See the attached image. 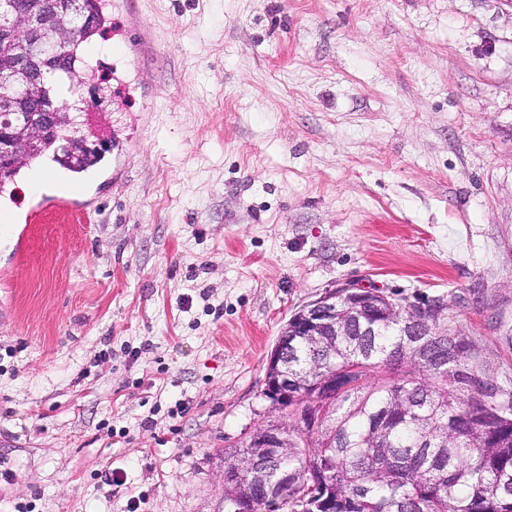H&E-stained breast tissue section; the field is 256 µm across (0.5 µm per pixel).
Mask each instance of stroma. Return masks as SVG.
<instances>
[{"instance_id":"1","label":"stroma","mask_w":512,"mask_h":512,"mask_svg":"<svg viewBox=\"0 0 512 512\" xmlns=\"http://www.w3.org/2000/svg\"><path fill=\"white\" fill-rule=\"evenodd\" d=\"M142 7L163 54L132 71L112 14L73 92L89 221L25 224L44 186L23 261L0 237V512H228L281 328L349 280L512 372V0Z\"/></svg>"}]
</instances>
